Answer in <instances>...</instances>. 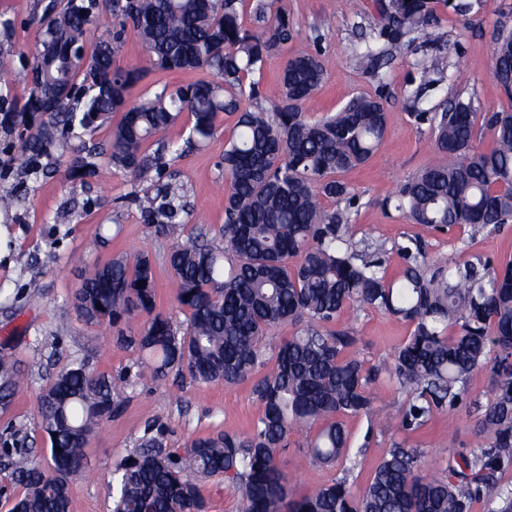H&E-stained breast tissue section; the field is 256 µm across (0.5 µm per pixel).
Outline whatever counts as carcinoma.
Returning <instances> with one entry per match:
<instances>
[{
  "label": "carcinoma",
  "instance_id": "cac0c4a2",
  "mask_svg": "<svg viewBox=\"0 0 512 512\" xmlns=\"http://www.w3.org/2000/svg\"><path fill=\"white\" fill-rule=\"evenodd\" d=\"M480 3L373 0L375 24L359 37L355 57L377 77L379 92L318 119L306 114L324 83L314 53L286 58L277 97L263 100V70L293 39L288 13L275 0H255L251 27L243 21L245 0H47L38 18L42 48L19 96L8 82L14 59L0 54V100L10 101L0 109V127L19 131L22 167L37 173L40 159L59 150L70 154L76 179L100 176L102 158L139 179L156 174L146 215L156 233L173 238L167 259L178 305L189 313L186 325L156 312L153 264L144 254L119 253L103 266L81 268L72 296L79 317L112 327L118 344L138 352L132 376L143 383L186 374L199 385L250 381L264 406L247 435L220 432L184 448L169 447L166 429L147 424L138 448L113 464L112 512H209L203 482L214 476L224 477L238 512H472L480 501L487 512H512V261L431 257L409 238L396 245L404 271L391 281L382 246L360 249L349 236L359 196L341 179L375 153L386 131L381 69L393 49L413 45L423 58L407 98L410 116L429 126L446 161L409 177L384 205L440 232L512 224V107L481 112L474 97L460 94L446 107H424L445 69L438 7L464 16ZM107 14L129 20L130 28L113 32L90 55H68L70 45L85 47L91 26ZM128 33L142 56L125 68L117 55ZM488 51L492 78L512 101V29L500 30ZM198 71L211 78L164 84L128 105L130 88L149 74ZM114 112L122 118L108 149L71 145L77 130L104 124ZM222 114L236 117L220 161L228 182L224 243L182 241L176 219L187 202L163 180L165 155L209 143ZM184 116L188 136L177 148L163 135ZM150 140L151 154L144 149ZM347 309L379 310L413 330L390 361L368 367L346 356L355 337L334 328ZM139 314L147 320L134 330L129 323ZM287 323L297 330L267 352L271 330ZM482 369L492 372L494 389L480 407V451L452 452L426 473L422 449L394 442L362 492L352 489L353 463L298 497L290 494L292 473L281 455L293 436L311 434L309 463L346 460L351 439L343 418L370 414V385L380 376L404 397L398 424L413 434L469 399V380ZM132 376L115 379L80 360L42 389L37 424L50 460L11 472L23 494L0 488L9 512H69L72 482L87 465L84 449L123 402ZM27 384L14 348L0 346V409L8 410ZM31 453L17 432L0 435L3 466Z\"/></svg>",
  "mask_w": 512,
  "mask_h": 512
}]
</instances>
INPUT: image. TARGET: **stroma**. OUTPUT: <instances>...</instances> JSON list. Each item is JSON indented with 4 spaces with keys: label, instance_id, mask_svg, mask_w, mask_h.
I'll list each match as a JSON object with an SVG mask.
<instances>
[{
    "label": "stroma",
    "instance_id": "35a3bbf8",
    "mask_svg": "<svg viewBox=\"0 0 512 512\" xmlns=\"http://www.w3.org/2000/svg\"><path fill=\"white\" fill-rule=\"evenodd\" d=\"M41 4L42 0H0V23H11L7 29L0 26V49L16 55L36 50L42 35L31 18L40 13ZM282 5L294 29L288 54L318 51L324 69L325 84L307 106L311 116L336 111L352 97L377 93L380 80L352 54L361 30L374 23L371 0H282ZM502 27L512 29V0H484L481 9L466 16L443 11L438 33L445 73L429 93L432 105L461 93L475 95L484 110L512 106L491 77L486 50ZM420 57V52L404 46L386 67V134L371 160L345 176L361 198L351 237L384 245L391 278L403 269L394 245L410 237L421 240L434 257L480 255L499 263L512 259V227L496 232L461 227L442 234L383 206L401 181L442 160L433 150L429 127L415 124L407 108ZM233 127V117L221 116L218 134L209 145L170 163L172 178L187 202L186 214L179 217L182 238L201 230L210 240L221 239L228 184L218 162ZM17 142V136L0 129V195L21 196L13 209L0 211V343H17L31 365L27 389L16 394L11 410L0 412V431L17 430L41 458L49 456L50 444L35 423L37 396L50 379L75 358L88 359L94 371L115 376L134 370L137 359L135 351L115 345L110 328L84 323L69 305L68 298L79 284L78 265L102 264L121 252L147 254L154 264L158 312L179 325L185 324L188 313L175 299L167 262L172 241L159 236L146 218L144 197L150 184L115 167L102 177L81 181L70 177L65 159L57 157L42 158V173H26L14 159ZM98 234L106 237V244H96ZM337 325L353 332L357 342L351 354L370 366L389 360L411 332L409 323L376 310L345 311ZM470 390L472 402L437 415L424 431L408 434L394 426L374 435L361 458L363 472H370L395 441L423 449L430 467L444 465L449 451L475 450L478 406L493 395L489 372L473 374ZM371 391L370 417L346 420L357 444L369 418L394 419L401 409L402 398L387 380L377 381ZM262 414L263 406L247 382L237 386L221 382L198 386L187 381L179 385L171 378L153 384L131 382L119 411L99 426L86 449L88 465L73 481L71 512H111L112 464L137 448L146 423L162 424L169 445L181 448L194 438L220 431L248 434Z\"/></svg>",
    "mask_w": 512,
    "mask_h": 512
}]
</instances>
